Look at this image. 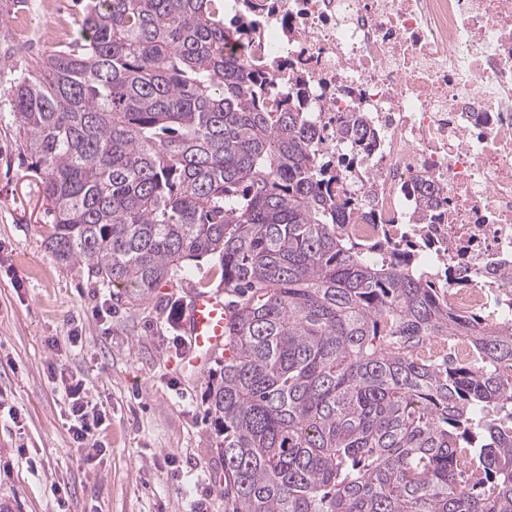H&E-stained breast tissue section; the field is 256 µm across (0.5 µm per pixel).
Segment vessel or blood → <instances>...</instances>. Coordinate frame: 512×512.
<instances>
[{
	"instance_id": "1",
	"label": "vessel or blood",
	"mask_w": 512,
	"mask_h": 512,
	"mask_svg": "<svg viewBox=\"0 0 512 512\" xmlns=\"http://www.w3.org/2000/svg\"><path fill=\"white\" fill-rule=\"evenodd\" d=\"M229 318L222 292L201 291L192 296L184 321L189 340L184 365L194 370L206 366L212 354L224 346V328Z\"/></svg>"
}]
</instances>
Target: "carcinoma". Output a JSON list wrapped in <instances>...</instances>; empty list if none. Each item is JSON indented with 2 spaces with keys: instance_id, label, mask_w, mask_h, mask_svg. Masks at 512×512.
Here are the masks:
<instances>
[{
  "instance_id": "obj_1",
  "label": "carcinoma",
  "mask_w": 512,
  "mask_h": 512,
  "mask_svg": "<svg viewBox=\"0 0 512 512\" xmlns=\"http://www.w3.org/2000/svg\"><path fill=\"white\" fill-rule=\"evenodd\" d=\"M0 96L64 266L132 304L209 256L232 316L206 412L226 512H512V316L448 305L416 248L362 240L301 82L224 0H88ZM24 45L0 32V57ZM357 147L366 125L344 126ZM470 346L424 357L426 342Z\"/></svg>"
}]
</instances>
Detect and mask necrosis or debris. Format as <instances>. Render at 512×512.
Masks as SVG:
<instances>
[{
  "mask_svg": "<svg viewBox=\"0 0 512 512\" xmlns=\"http://www.w3.org/2000/svg\"><path fill=\"white\" fill-rule=\"evenodd\" d=\"M276 39L280 84L302 79L328 151L337 120L376 134L339 193L358 189L369 237L415 238V184L441 204L421 245L455 310L512 298V0H251Z\"/></svg>",
  "mask_w": 512,
  "mask_h": 512,
  "instance_id": "4bbe7bcc",
  "label": "necrosis or debris"
}]
</instances>
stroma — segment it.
Listing matches in <instances>:
<instances>
[{
    "instance_id": "stroma-1",
    "label": "stroma",
    "mask_w": 512,
    "mask_h": 512,
    "mask_svg": "<svg viewBox=\"0 0 512 512\" xmlns=\"http://www.w3.org/2000/svg\"><path fill=\"white\" fill-rule=\"evenodd\" d=\"M80 0L27 10L28 51L0 60L18 77L65 34ZM24 146L0 104V512H224L214 482L223 461L205 414L209 360L181 366L188 347L162 303L186 306L208 259L187 261L181 281L121 305L83 265L62 266L45 244L42 190L20 163ZM107 412L103 449L68 433L72 380Z\"/></svg>"
}]
</instances>
